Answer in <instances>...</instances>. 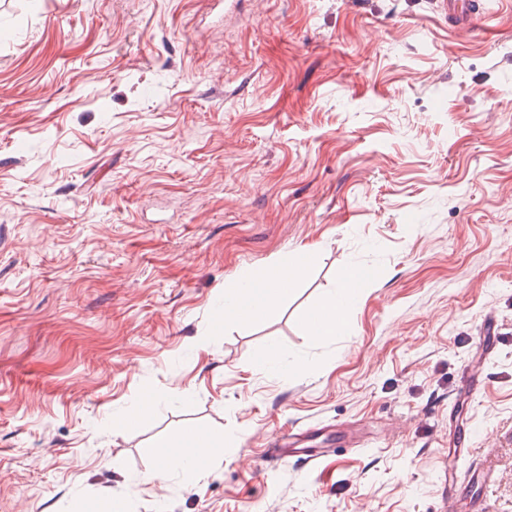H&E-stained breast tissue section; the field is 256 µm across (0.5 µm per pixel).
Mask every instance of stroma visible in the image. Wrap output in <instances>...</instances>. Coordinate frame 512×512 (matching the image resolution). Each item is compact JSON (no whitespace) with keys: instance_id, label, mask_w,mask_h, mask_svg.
I'll return each instance as SVG.
<instances>
[{"instance_id":"1","label":"stroma","mask_w":512,"mask_h":512,"mask_svg":"<svg viewBox=\"0 0 512 512\" xmlns=\"http://www.w3.org/2000/svg\"><path fill=\"white\" fill-rule=\"evenodd\" d=\"M478 8L0 0V512H512V0ZM351 266L378 278L316 340ZM195 424L223 455L147 480ZM296 432L314 468L272 458ZM444 12L452 13L460 18L459 25L467 31L485 29L483 17L475 11L474 4L470 0H441ZM313 260L312 251H302L284 264L246 275L234 289L225 293L224 308L218 307L215 312L217 323L247 324L258 319L283 300L288 285Z\"/></svg>"}]
</instances>
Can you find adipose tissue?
Here are the masks:
<instances>
[{
  "mask_svg": "<svg viewBox=\"0 0 512 512\" xmlns=\"http://www.w3.org/2000/svg\"><path fill=\"white\" fill-rule=\"evenodd\" d=\"M313 260V252L302 251L286 263L245 276L234 289L225 293L223 307L215 312L217 322L247 324L258 319L283 300L288 285ZM375 278V272L371 269L345 271L338 288L310 311L307 318L310 336L323 339L342 331L355 304ZM218 449L219 445L209 431L200 426L190 427L178 444H159L154 451L157 464L149 477L153 480L163 479L170 471L185 467L205 471Z\"/></svg>",
  "mask_w": 512,
  "mask_h": 512,
  "instance_id": "ef3b65f1",
  "label": "adipose tissue"
}]
</instances>
